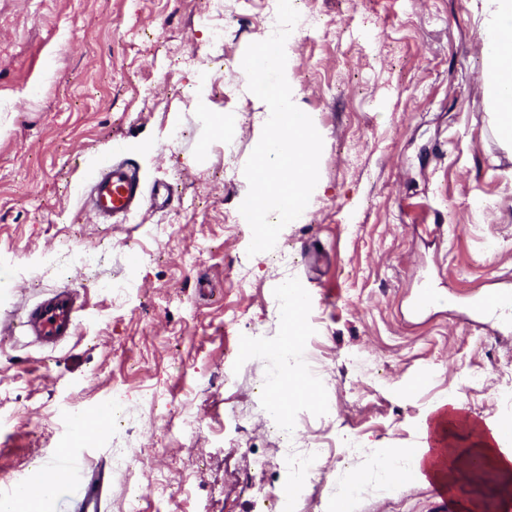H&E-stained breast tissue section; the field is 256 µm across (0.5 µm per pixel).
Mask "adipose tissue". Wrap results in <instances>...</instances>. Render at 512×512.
<instances>
[{
	"label": "adipose tissue",
	"instance_id": "ef3b65f1",
	"mask_svg": "<svg viewBox=\"0 0 512 512\" xmlns=\"http://www.w3.org/2000/svg\"><path fill=\"white\" fill-rule=\"evenodd\" d=\"M479 39L483 49V79L491 98L489 122L503 149L512 153V0H480ZM433 428L442 444L429 449H404L388 456L390 469L409 470L413 477L430 474L443 483L473 478L469 459H480L494 476L501 494L512 493V451L496 428L484 429L459 417H436Z\"/></svg>",
	"mask_w": 512,
	"mask_h": 512
}]
</instances>
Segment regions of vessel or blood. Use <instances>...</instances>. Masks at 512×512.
<instances>
[{
  "label": "vessel or blood",
  "instance_id": "vessel-or-blood-1",
  "mask_svg": "<svg viewBox=\"0 0 512 512\" xmlns=\"http://www.w3.org/2000/svg\"><path fill=\"white\" fill-rule=\"evenodd\" d=\"M172 198L169 185L159 182L151 191H144L138 170L125 163L102 161L89 176L84 205L94 218H120L139 209L144 203L165 204ZM83 304L72 288H57L27 306L15 324L18 335L46 349H56L76 333ZM53 483H81L78 501L80 512H101L99 492L88 482L78 455L61 452L48 463Z\"/></svg>",
  "mask_w": 512,
  "mask_h": 512
}]
</instances>
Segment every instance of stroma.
I'll list each match as a JSON object with an SVG mask.
<instances>
[{
  "mask_svg": "<svg viewBox=\"0 0 512 512\" xmlns=\"http://www.w3.org/2000/svg\"><path fill=\"white\" fill-rule=\"evenodd\" d=\"M223 2L207 19V0H0V471L47 463L69 437L104 478L103 512H268L288 484L274 401L303 417L294 451L362 444L349 464L319 461L296 512H338L356 477L350 512H438L431 480L392 489L373 461L421 447L448 399L512 422V327L466 304L512 291V155L489 126L480 16L473 0H309L289 62L323 138L319 181L275 263L248 256L239 211L262 133L240 62L277 0ZM117 142L174 200L99 224L81 196ZM286 281L309 299L316 344L285 360ZM425 284L454 303L415 313ZM64 286L85 304L77 335L52 352L18 343L11 323ZM111 401L129 431L61 418L93 421Z\"/></svg>",
  "mask_w": 512,
  "mask_h": 512,
  "instance_id": "1",
  "label": "stroma"
}]
</instances>
